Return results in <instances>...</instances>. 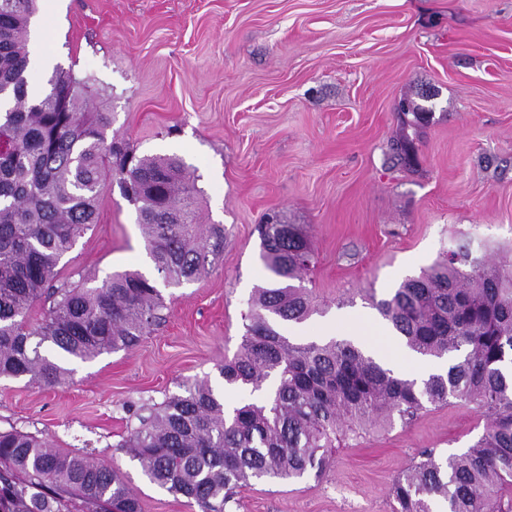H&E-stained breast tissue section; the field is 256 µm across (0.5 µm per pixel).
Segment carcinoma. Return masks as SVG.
<instances>
[{
    "mask_svg": "<svg viewBox=\"0 0 512 512\" xmlns=\"http://www.w3.org/2000/svg\"><path fill=\"white\" fill-rule=\"evenodd\" d=\"M36 0H0V378L55 388L67 361L131 350L166 321L155 282L135 271L88 287L60 279L63 257L97 223L103 188L133 203L155 269L178 286L224 257V225L199 224L198 190L176 156L138 157L98 112L86 83L58 69L50 91L28 92L29 27ZM258 287L224 382L259 392L232 409L209 381L193 380L139 417L120 445L143 476L198 512H226L254 482L321 479L336 434L407 424L427 405L454 399L487 416L459 453L425 448L394 480L393 512H512V269L460 263L453 254L370 305L411 351L448 358L416 381L396 374L346 338L293 342L279 331L314 307L305 280L315 265L298 224L260 226ZM39 318L32 319L35 307ZM142 512L119 470L12 428L0 431V512Z\"/></svg>",
    "mask_w": 512,
    "mask_h": 512,
    "instance_id": "1",
    "label": "carcinoma"
}]
</instances>
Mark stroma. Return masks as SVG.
Returning <instances> with one entry per match:
<instances>
[{
	"label": "stroma",
	"instance_id": "1",
	"mask_svg": "<svg viewBox=\"0 0 512 512\" xmlns=\"http://www.w3.org/2000/svg\"><path fill=\"white\" fill-rule=\"evenodd\" d=\"M28 81L55 70L85 80L114 132L137 155L183 159L199 218L224 227L209 274L162 286L166 323L130 351L74 366L69 385L0 380V430L115 465L142 512H198L149 483L119 448L134 411L222 379L238 352L267 218L308 230L317 313L282 324L291 340L348 337L369 297L467 247L512 262V0H39ZM432 98L413 136V164L391 146L403 99ZM61 277L101 282L156 271L137 214L105 186L96 224L62 259ZM487 420L461 402L411 424L348 435L323 478L256 482L233 512H392L390 487L423 448L469 447Z\"/></svg>",
	"mask_w": 512,
	"mask_h": 512
}]
</instances>
